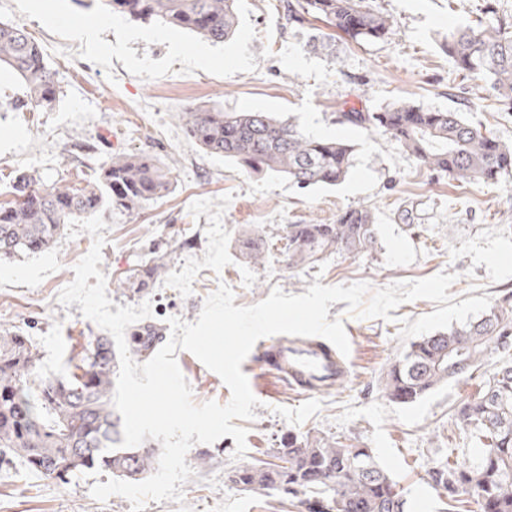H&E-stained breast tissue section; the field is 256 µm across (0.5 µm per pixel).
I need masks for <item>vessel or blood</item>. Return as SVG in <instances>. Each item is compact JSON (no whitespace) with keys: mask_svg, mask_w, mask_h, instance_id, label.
<instances>
[{"mask_svg":"<svg viewBox=\"0 0 512 512\" xmlns=\"http://www.w3.org/2000/svg\"><path fill=\"white\" fill-rule=\"evenodd\" d=\"M251 367L279 378L308 395L346 379L345 360L328 341L296 340L287 336L262 338L249 358Z\"/></svg>","mask_w":512,"mask_h":512,"instance_id":"vessel-or-blood-1","label":"vessel or blood"}]
</instances>
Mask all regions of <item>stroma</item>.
<instances>
[{
	"mask_svg": "<svg viewBox=\"0 0 512 512\" xmlns=\"http://www.w3.org/2000/svg\"><path fill=\"white\" fill-rule=\"evenodd\" d=\"M285 4L237 0L235 34L214 44L124 17L105 26L109 14L97 0H44L39 10L31 0H0V21L24 27L39 43L58 87L53 108L13 111L6 104L22 87L0 70V203L10 200L15 178L24 173L81 186L115 154H153L170 170L172 188L146 204L136 221L107 217L99 269L114 304L150 302V321L163 329L173 316L196 322L217 278L233 290L236 305L249 306L275 287L300 295L317 282L364 281L376 289L455 275L451 302H407L388 320L357 318L346 314L344 303L330 304L329 318H342L350 342L348 378L303 396L273 376L250 374L258 403L245 424L243 457H236L229 436L194 445L186 463L196 472L182 487V503L150 501L145 510L298 512L287 493L246 490L227 474L243 459L274 461L289 436L310 433L371 449L403 490L407 512H446L448 500L427 471L447 461L452 448L476 460L452 409L477 393L483 374L444 384L411 405L389 402L382 376L412 341L476 319L512 292V173L494 183L462 185L420 169L389 135L340 123L339 116L352 107L377 112L401 101L452 108L512 144V112L499 111L483 78L459 75L442 49L450 30L491 13L512 27V0H372L392 22L388 38L338 37L324 48L315 45L320 33L313 25L286 23ZM85 25L98 26L100 50L82 44L78 30ZM196 107L270 112L310 136L349 141V173L339 185L306 190L281 176L254 174L188 137L180 114ZM359 207L375 214V250L289 268L285 225L330 224ZM253 227L269 234L257 264L246 262L238 247L242 232ZM92 244L89 234H63L48 252L0 263V330L29 336L40 377L65 374L83 345L102 333L79 304L58 301ZM154 258L164 259L166 270L146 296L122 288L137 265ZM176 357L195 403L229 402L230 390L217 374L190 352ZM202 453L210 456L203 469L197 466ZM110 477L96 468L64 484L18 460L0 465V512H130L123 497L100 502L91 496L92 485Z\"/></svg>",
	"mask_w": 512,
	"mask_h": 512,
	"instance_id": "obj_1",
	"label": "stroma"
}]
</instances>
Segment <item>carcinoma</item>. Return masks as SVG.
I'll list each match as a JSON object with an SVG mask.
<instances>
[{"instance_id":"1","label":"carcinoma","mask_w":512,"mask_h":512,"mask_svg":"<svg viewBox=\"0 0 512 512\" xmlns=\"http://www.w3.org/2000/svg\"><path fill=\"white\" fill-rule=\"evenodd\" d=\"M101 7L134 21H159L212 43L232 36L238 24L235 0H99ZM290 25L321 22L356 42L391 33L390 19L366 0H290ZM446 53L466 76L482 75L499 110L512 112V32L501 21L448 32ZM8 68L25 89L11 103L16 111L45 110L57 99L54 74L40 45L23 29L0 21V68ZM342 123L377 129L394 138L417 165L448 174L463 184L491 183L512 171V147L473 125L464 113L394 103L381 112L342 113ZM187 134L206 152L239 161L256 173L288 178L300 189L336 186L351 167L353 145L316 139L297 124L269 112H224L191 108L181 113ZM171 173L154 155L121 153L84 187L45 183L20 175L13 200L0 205V261L44 253L72 220L108 210L130 220L166 194ZM288 264H315L332 254L357 256L376 248V218L366 207L350 208L332 224H290L286 228ZM239 249L259 263L266 234L255 229L239 239ZM165 270L154 259L126 280L135 294H146ZM512 350V306L494 305L479 319L452 326L412 342L384 377V396L410 405L439 386L462 381L496 352ZM37 353L22 334L0 330V463L21 459L35 473L52 471L68 481L88 469L140 480L153 470L151 447L120 448L121 417L112 409L118 361L107 336L90 339L74 370L53 378L35 375ZM456 425L480 448L477 461L450 459L429 469L448 493V512H459L465 496L477 498L480 512H512V364L489 370L473 397L454 407ZM229 481L245 489L302 494L303 512H406L407 501L372 450L336 437L307 435L288 441L277 461L243 462Z\"/></svg>"}]
</instances>
